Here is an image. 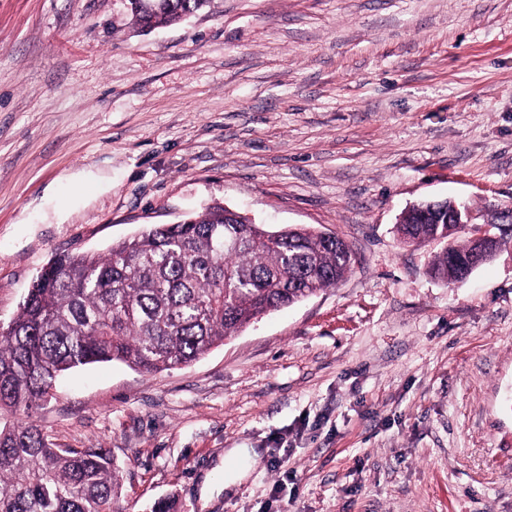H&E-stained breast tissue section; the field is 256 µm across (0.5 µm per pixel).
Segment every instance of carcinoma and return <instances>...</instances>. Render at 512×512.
I'll return each mask as SVG.
<instances>
[{"label":"carcinoma","mask_w":512,"mask_h":512,"mask_svg":"<svg viewBox=\"0 0 512 512\" xmlns=\"http://www.w3.org/2000/svg\"><path fill=\"white\" fill-rule=\"evenodd\" d=\"M143 29L177 23L208 0H126ZM220 203L177 224H152L101 255L59 254L33 280L17 316L0 323V409L27 413L65 371L118 360L146 373L206 355L254 319L335 286L352 254L310 227L270 230L227 223ZM405 243L448 242L433 270L460 280L475 245L451 242L437 215L411 214ZM118 465L108 448L52 447L32 422L0 425V512H122Z\"/></svg>","instance_id":"cac0c4a2"}]
</instances>
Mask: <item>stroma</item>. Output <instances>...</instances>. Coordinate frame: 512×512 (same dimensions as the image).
<instances>
[{
	"label": "stroma",
	"instance_id": "obj_1",
	"mask_svg": "<svg viewBox=\"0 0 512 512\" xmlns=\"http://www.w3.org/2000/svg\"><path fill=\"white\" fill-rule=\"evenodd\" d=\"M446 198L512 207V0H209L150 30L125 0H0V322L55 254L214 201L353 252L185 367L60 378L33 419L111 449L124 512H512V238L435 279L441 243L396 225ZM233 448L257 456L228 486Z\"/></svg>",
	"mask_w": 512,
	"mask_h": 512
}]
</instances>
